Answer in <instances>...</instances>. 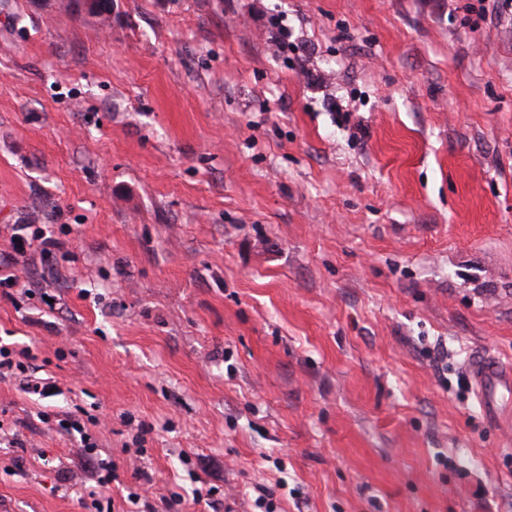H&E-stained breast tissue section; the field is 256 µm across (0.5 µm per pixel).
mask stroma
Returning a JSON list of instances; mask_svg holds the SVG:
<instances>
[{
	"label": "stroma",
	"instance_id": "1",
	"mask_svg": "<svg viewBox=\"0 0 512 512\" xmlns=\"http://www.w3.org/2000/svg\"><path fill=\"white\" fill-rule=\"evenodd\" d=\"M467 2L0 0V252L63 244L0 341L96 417L111 512L141 424L151 501L215 487L188 512H512V432L457 386L512 365V18ZM38 410L0 382V512H88ZM33 224H16L13 225V233L10 238L12 252L0 253V267H15L19 260L17 256L26 258L23 263L33 259L36 253L40 258L50 256L54 250H60L63 246L59 239L53 238L51 235L47 236L42 229L35 228L31 230Z\"/></svg>",
	"mask_w": 512,
	"mask_h": 512
}]
</instances>
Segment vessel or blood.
<instances>
[{"label": "vessel or blood", "instance_id": "obj_1", "mask_svg": "<svg viewBox=\"0 0 512 512\" xmlns=\"http://www.w3.org/2000/svg\"><path fill=\"white\" fill-rule=\"evenodd\" d=\"M468 377L486 419L494 424L500 423L501 405L512 398V366L503 365L496 357L481 353L471 358Z\"/></svg>", "mask_w": 512, "mask_h": 512}]
</instances>
